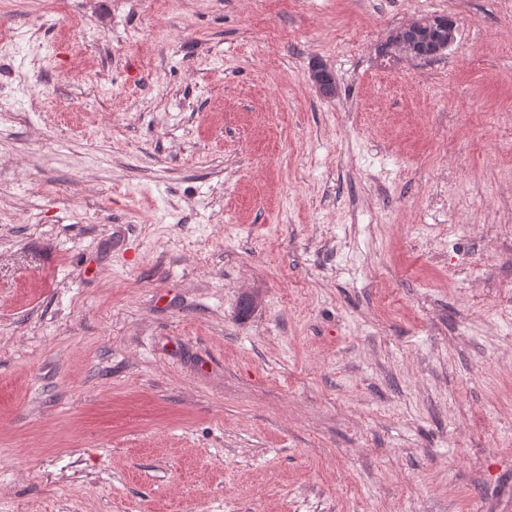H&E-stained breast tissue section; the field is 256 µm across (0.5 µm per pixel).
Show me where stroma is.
<instances>
[{"instance_id": "stroma-1", "label": "stroma", "mask_w": 512, "mask_h": 512, "mask_svg": "<svg viewBox=\"0 0 512 512\" xmlns=\"http://www.w3.org/2000/svg\"><path fill=\"white\" fill-rule=\"evenodd\" d=\"M0 512H512V0H0ZM423 24L418 20L406 24L404 27L409 31L406 42L394 46L392 41L387 39L381 44L379 55L382 58H390L393 62L418 58L429 42L428 35L431 29L437 30L443 37L434 48L436 54H443L456 41V24L450 16L434 14L428 22L427 31L423 30ZM307 78L321 95L328 97L336 94L335 76L322 59L316 58L312 61Z\"/></svg>"}]
</instances>
